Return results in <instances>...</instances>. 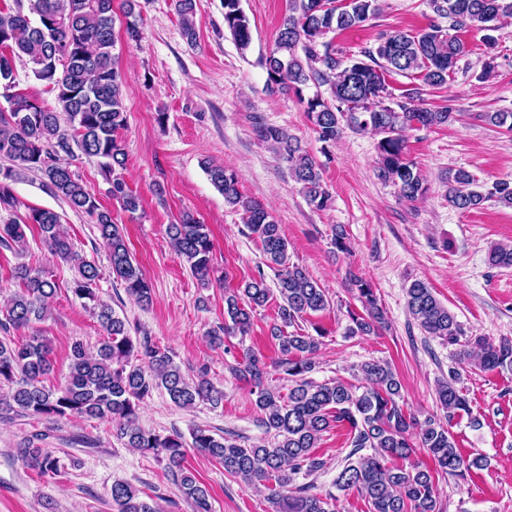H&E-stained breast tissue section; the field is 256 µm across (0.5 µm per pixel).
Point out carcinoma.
Listing matches in <instances>:
<instances>
[{
    "instance_id": "1",
    "label": "carcinoma",
    "mask_w": 512,
    "mask_h": 512,
    "mask_svg": "<svg viewBox=\"0 0 512 512\" xmlns=\"http://www.w3.org/2000/svg\"><path fill=\"white\" fill-rule=\"evenodd\" d=\"M27 2L26 12L21 6L13 13L0 11V96L7 103L0 108V159L11 162L0 169V210L17 207L11 183L30 172L41 174L50 193L94 220L112 274L129 297L148 307L153 301L152 287L132 255L123 227L114 222L112 211L99 207L91 189L58 158L59 152H70V142H75L84 154L102 159V171L112 177V198L126 211L139 207L138 197L116 174L126 159L119 132L127 123V79L114 54V0ZM125 5V33L136 42L141 31L133 19L132 0H125ZM428 5L434 17L426 27L383 34L374 46L354 56L336 47L328 35L364 26L380 13L379 0H288V15L265 58L268 90L294 94L304 104L319 141L336 144L346 127L379 136L377 177L395 186L408 201L423 197L428 184L407 157L404 131L414 126L439 127L455 119L446 106L421 107L424 88L448 84L458 62L469 53L457 32H482L492 48L494 32L512 19V0H428ZM176 6L184 35L195 39V0H177ZM223 6L224 27L239 49L247 50L251 27L241 0H223ZM15 57L28 63L35 79L53 85L56 105L12 91ZM389 73L408 77L412 83L396 96L388 90L385 75ZM310 82L328 86L329 97H304L303 88ZM256 132L288 163L308 202L319 210L327 208L331 193L321 168L300 141L281 128L261 123ZM204 169L224 195V202L242 212L243 223L261 241L267 264L276 274L273 289L261 273L241 288H224V325L208 332L211 343L221 346L226 336L246 335L254 312L275 294L281 300L277 315L288 326L309 312L329 308L325 289L290 261L282 225L262 203L240 192L237 171L214 163L204 164ZM446 182L448 205L456 209H479L491 199L512 208L509 182H495L487 188L462 168L448 170ZM31 225L39 230L52 256L73 266L70 291L92 311L106 336L94 352L74 341L65 382L57 387L46 385L52 368L47 339L35 334L15 341L7 333L43 320L57 285L46 269L18 264L12 274L17 291L0 309V330L6 333L0 337V384L7 386V393L0 396V418L17 416L52 424L63 419L110 421L125 447L150 453L165 463L193 512H210V504L207 490L184 466L189 448L215 459L225 473L246 483L275 481L277 489L268 497L272 512H332V494L318 493L312 484L295 486L293 481L300 473L310 476L322 470L325 462L315 448L335 426L348 427L349 456H357L338 473L335 485L361 494L370 505L369 512H440L433 476L425 465L390 464L411 457L417 448L426 451L450 477H462L482 466L481 457L462 458L450 432L456 417L470 413L468 399L456 388L455 379L438 385L443 416L421 422L400 406L402 384L389 364L362 363L359 372L367 382L362 388L340 378L315 382L307 374L313 370L319 339L309 334L286 335L276 325L271 336L278 341L281 358L274 369L287 376L288 395L269 386L267 365L255 352L246 351L242 361L230 366L251 385L254 403L273 441L247 447L203 427L192 429L187 440L178 432L163 435L139 426L141 404L156 390L164 391L181 408L199 403L216 408L224 402V392L203 375L187 377L170 351L149 337L129 335L127 321L96 294L100 269L73 250L56 212L32 208L20 219L0 224V246L22 249ZM167 234L176 257L200 280H209L213 243L207 225L184 213L168 225ZM488 261L494 267H512V245L492 248ZM353 285L365 314H351L349 334L379 331L385 318L374 289L359 278ZM406 296L409 312L428 335L450 343L459 341L460 323L427 283L413 282ZM460 356L483 371L512 370V338L495 342L476 337ZM47 437L46 432L35 433L17 449L23 464L41 476L60 470L59 460L40 446ZM366 448L372 453L360 454ZM110 496L113 512H159L156 502L143 499L125 481L113 482Z\"/></svg>"
}]
</instances>
